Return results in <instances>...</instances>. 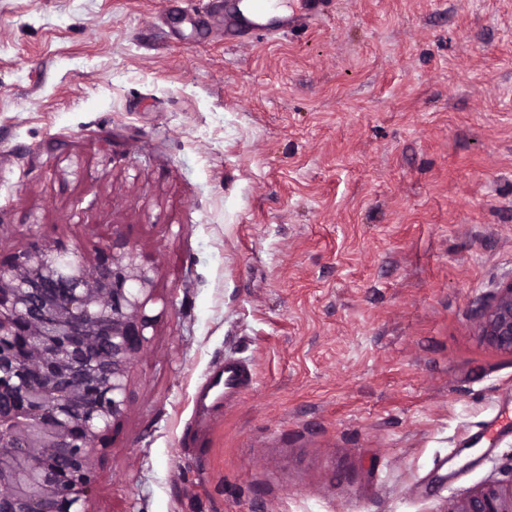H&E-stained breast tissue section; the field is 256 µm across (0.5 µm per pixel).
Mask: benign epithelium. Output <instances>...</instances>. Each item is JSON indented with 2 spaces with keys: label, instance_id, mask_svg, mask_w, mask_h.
Wrapping results in <instances>:
<instances>
[{
  "label": "benign epithelium",
  "instance_id": "benign-epithelium-1",
  "mask_svg": "<svg viewBox=\"0 0 512 512\" xmlns=\"http://www.w3.org/2000/svg\"><path fill=\"white\" fill-rule=\"evenodd\" d=\"M154 291L132 247H100L89 261L35 239L0 262V512H80L97 443L127 412ZM478 321L482 336L512 352V278ZM445 512H512V480Z\"/></svg>",
  "mask_w": 512,
  "mask_h": 512
}]
</instances>
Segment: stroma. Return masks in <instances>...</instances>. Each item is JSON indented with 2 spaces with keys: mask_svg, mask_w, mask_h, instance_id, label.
<instances>
[{
  "mask_svg": "<svg viewBox=\"0 0 512 512\" xmlns=\"http://www.w3.org/2000/svg\"><path fill=\"white\" fill-rule=\"evenodd\" d=\"M0 0V258L155 280L87 512H445L512 476V0ZM252 387L193 415L210 367ZM278 1L275 8L266 13L255 9L252 4H248L244 11L229 8L224 12V33L239 42L256 33L275 36L288 28L316 20L328 8L329 0ZM284 7H288V13ZM482 336L497 348L512 352V278L499 286L495 299L478 315ZM212 379L216 383L223 380L224 390L227 389L231 392L240 391L250 386L253 382V375L246 363L224 359V364L214 367Z\"/></svg>",
  "mask_w": 512,
  "mask_h": 512,
  "instance_id": "35a3bbf8",
  "label": "stroma"
}]
</instances>
